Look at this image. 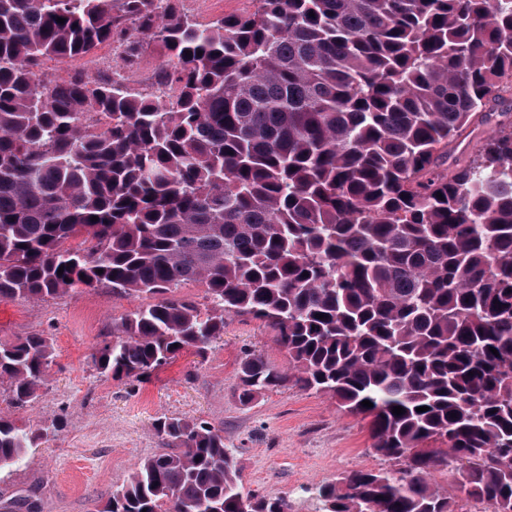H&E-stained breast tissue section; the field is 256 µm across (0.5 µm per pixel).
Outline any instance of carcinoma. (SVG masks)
Segmentation results:
<instances>
[{"instance_id":"obj_1","label":"carcinoma","mask_w":512,"mask_h":512,"mask_svg":"<svg viewBox=\"0 0 512 512\" xmlns=\"http://www.w3.org/2000/svg\"><path fill=\"white\" fill-rule=\"evenodd\" d=\"M253 3L201 25L175 0H0V297L157 298L91 354L114 380L204 354L230 315L264 322L288 371L245 353L240 402L328 395L388 462L315 488L319 512H512V124L447 166L512 93V0ZM145 37L169 99L42 70L106 43L130 69ZM187 282L206 305L167 296ZM53 356L47 336L0 341L11 404ZM153 428L177 452L141 459L100 512H289L243 491L223 431ZM48 435L0 415V469ZM491 125H486L479 119L465 129L462 134L448 146V166L455 167L456 164L466 163L473 155L477 143L485 136V131Z\"/></svg>"}]
</instances>
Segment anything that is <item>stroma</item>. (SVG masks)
<instances>
[{
  "mask_svg": "<svg viewBox=\"0 0 512 512\" xmlns=\"http://www.w3.org/2000/svg\"><path fill=\"white\" fill-rule=\"evenodd\" d=\"M145 302L108 288L43 301L0 297V341L42 335L55 349L34 402L11 406L0 387L1 414L52 431L19 465L0 470V512L26 494L36 512H100L139 459L162 451L153 423L163 416L223 430L245 489L287 497L292 512H317L312 488L382 467L370 452L366 421L339 412L328 396L284 386L239 402L236 375L246 351L288 366L274 331L255 319L228 317L204 355L181 353L147 379L100 377L92 352L111 341L115 322Z\"/></svg>",
  "mask_w": 512,
  "mask_h": 512,
  "instance_id": "stroma-1",
  "label": "stroma"
}]
</instances>
